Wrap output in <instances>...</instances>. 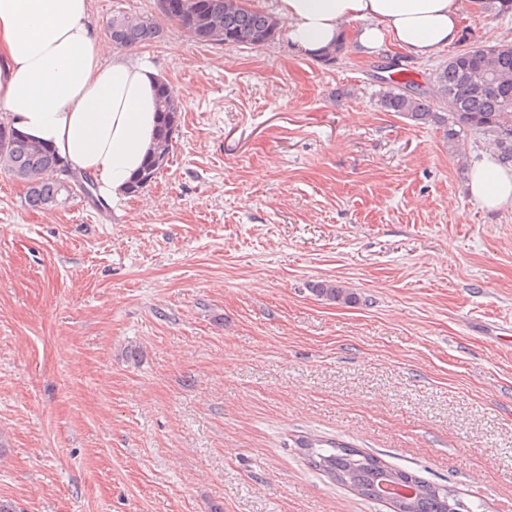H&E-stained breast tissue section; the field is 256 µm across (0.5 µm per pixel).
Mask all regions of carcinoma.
<instances>
[{"label": "carcinoma", "mask_w": 512, "mask_h": 512, "mask_svg": "<svg viewBox=\"0 0 512 512\" xmlns=\"http://www.w3.org/2000/svg\"><path fill=\"white\" fill-rule=\"evenodd\" d=\"M159 12L175 21L196 42L227 48L261 45L274 40L279 23L272 14L241 7L238 0H157ZM485 12L500 16L512 11V0H482ZM110 37L118 48L148 42L160 33L151 16L117 15L108 23ZM380 106L416 125L444 127L448 152L461 153L467 137L479 134L495 150L498 159L512 165V43L462 49L430 73L429 84L394 82L380 93ZM445 108L443 112L435 107ZM156 107L159 117L154 146L141 171L131 181L128 193L142 192L169 163L172 138L180 123L181 108L175 91L158 81ZM0 169L27 186L26 204L43 209L61 203V196L75 185L93 197L95 185L86 176H74L67 164L43 145L21 135L11 124L0 122ZM316 295L344 304L356 301L354 293L333 281L312 285ZM302 451L309 465L332 481L354 483L358 494L379 499L381 484L405 471L387 465L379 457L354 445L316 439ZM417 493L404 500L395 512H481V501H450L439 484L410 473Z\"/></svg>", "instance_id": "obj_1"}]
</instances>
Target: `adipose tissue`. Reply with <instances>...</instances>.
<instances>
[{
	"label": "adipose tissue",
	"instance_id": "ef3b65f1",
	"mask_svg": "<svg viewBox=\"0 0 512 512\" xmlns=\"http://www.w3.org/2000/svg\"><path fill=\"white\" fill-rule=\"evenodd\" d=\"M466 0H279V23L301 53L319 54L356 29L357 45L426 59L456 44ZM89 0H0V108L14 127L92 178L105 201L125 197L156 128L153 69L113 52L89 23ZM110 65H103L104 57ZM471 196L512 202V169L483 154Z\"/></svg>",
	"mask_w": 512,
	"mask_h": 512
}]
</instances>
